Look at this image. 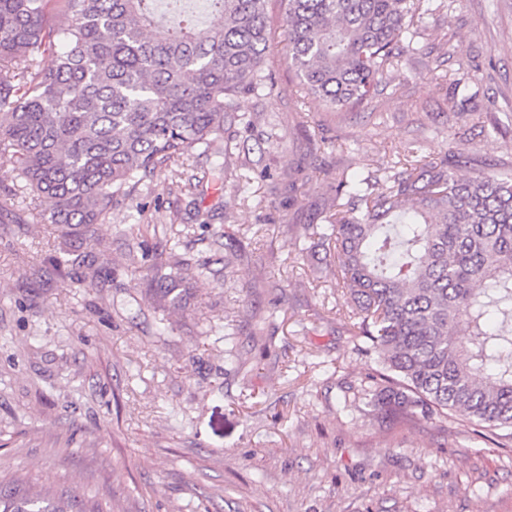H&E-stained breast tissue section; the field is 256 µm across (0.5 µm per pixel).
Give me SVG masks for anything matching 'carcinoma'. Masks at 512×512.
<instances>
[{"mask_svg": "<svg viewBox=\"0 0 512 512\" xmlns=\"http://www.w3.org/2000/svg\"><path fill=\"white\" fill-rule=\"evenodd\" d=\"M0 0V159L52 207L66 266L91 269L95 225L143 177L187 156L231 150L224 125L244 90L274 89L267 0ZM301 92L331 112L371 97L413 41L432 0H285ZM448 152L413 151L386 182L336 179L321 238L360 313L357 350L377 368L356 393L399 424L455 416L512 442V175L464 179ZM346 203H341V200ZM159 307L186 309L181 261L143 268ZM469 336L456 342L459 331ZM0 512H86L82 501L0 480Z\"/></svg>", "mask_w": 512, "mask_h": 512, "instance_id": "obj_1", "label": "carcinoma"}]
</instances>
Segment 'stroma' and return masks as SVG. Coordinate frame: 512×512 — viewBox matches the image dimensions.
<instances>
[{
    "label": "stroma",
    "instance_id": "stroma-1",
    "mask_svg": "<svg viewBox=\"0 0 512 512\" xmlns=\"http://www.w3.org/2000/svg\"><path fill=\"white\" fill-rule=\"evenodd\" d=\"M283 8L268 2L276 88L240 94L251 124L231 128L223 185L180 194L194 155L144 179L98 225L96 274L60 266L47 202L0 161V475L110 512H512V449L437 416L388 425L348 398L372 362L318 235L341 172L402 169L408 144L442 157L463 124L462 175L512 172V0L425 15L409 68L339 112L298 94ZM467 60L486 68L476 114L454 96ZM136 224L171 226L148 257L184 260L189 310L146 298Z\"/></svg>",
    "mask_w": 512,
    "mask_h": 512
}]
</instances>
